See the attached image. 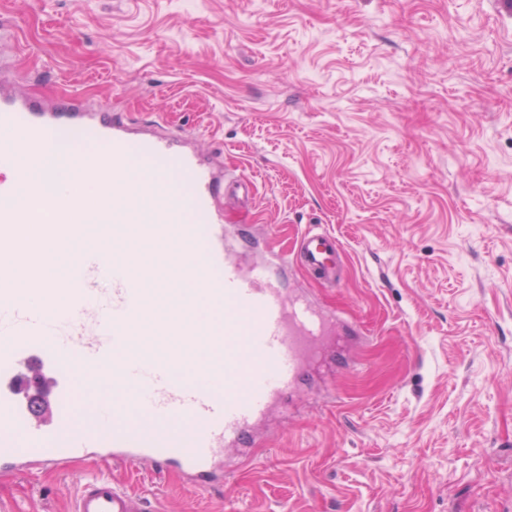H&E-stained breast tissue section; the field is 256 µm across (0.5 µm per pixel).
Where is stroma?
I'll list each match as a JSON object with an SVG mask.
<instances>
[{"instance_id":"stroma-1","label":"stroma","mask_w":512,"mask_h":512,"mask_svg":"<svg viewBox=\"0 0 512 512\" xmlns=\"http://www.w3.org/2000/svg\"><path fill=\"white\" fill-rule=\"evenodd\" d=\"M497 0H0V78L199 134L224 219L353 328L201 492L146 512H512V9ZM312 225L342 277L294 259ZM92 469L0 472L73 512Z\"/></svg>"}]
</instances>
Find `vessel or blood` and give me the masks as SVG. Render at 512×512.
Returning a JSON list of instances; mask_svg holds the SVG:
<instances>
[{
	"label": "vessel or blood",
	"instance_id": "vessel-or-blood-1",
	"mask_svg": "<svg viewBox=\"0 0 512 512\" xmlns=\"http://www.w3.org/2000/svg\"><path fill=\"white\" fill-rule=\"evenodd\" d=\"M193 142L80 95L42 99L0 80V253L28 262L39 297L34 303L0 289V335L12 341L0 359L1 470L90 459L149 464L207 490L224 479L225 453L248 447L256 423L338 334L316 306L288 292L275 263L240 250L243 228L224 221V173ZM59 144L86 149L83 165L32 180L30 159ZM134 161L148 176L133 193L122 173ZM88 172L98 183L92 196L76 189ZM135 211L145 213L154 240L166 238L171 214L188 222L208 276L195 286L191 267L174 257L171 291L194 316L173 328L161 353L151 344L131 350L150 307L142 269L127 253L108 258L88 247L64 278L46 274L48 226L96 224L108 214L122 237ZM296 258L335 283L341 250L331 233L305 231ZM203 305L223 315V327L199 316ZM75 512H145V505L102 476L82 486Z\"/></svg>",
	"mask_w": 512,
	"mask_h": 512
}]
</instances>
